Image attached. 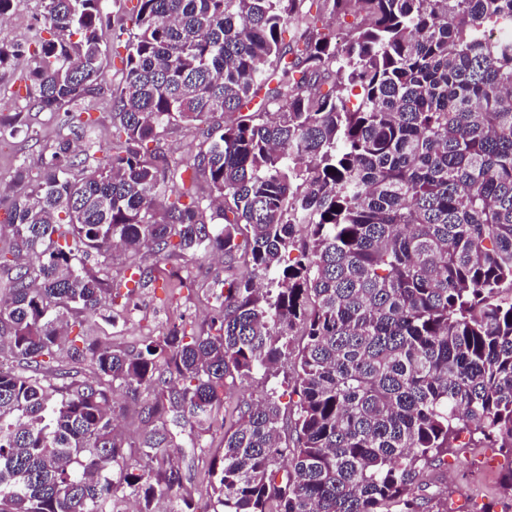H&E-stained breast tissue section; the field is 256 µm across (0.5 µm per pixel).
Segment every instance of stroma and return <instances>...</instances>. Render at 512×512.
<instances>
[{
    "mask_svg": "<svg viewBox=\"0 0 512 512\" xmlns=\"http://www.w3.org/2000/svg\"><path fill=\"white\" fill-rule=\"evenodd\" d=\"M40 12L38 0H16L0 34L23 45L33 42L42 31L38 22ZM69 134L68 126L49 113L30 112L27 127L10 138L8 149L0 153V218L5 215L19 167L39 168L48 159L52 146ZM174 268L187 281L175 296L166 287ZM104 270L118 292L128 294L129 310L111 323L95 320L93 334L102 342L128 347L139 346L143 337L158 331L160 325L182 318L203 324L216 312L217 295L224 282V264L218 260L196 262L186 257L172 265H159L155 281L144 288L125 279L121 254H114L111 261L105 262ZM204 441L210 444V451L201 453L186 448L173 456L185 485L193 488L199 501L208 498L202 476L210 464V452L218 448L220 438L208 435ZM511 471L512 458L499 449L453 448L446 466L425 470L422 479L430 483L429 493L435 505L447 512H455L459 507L465 512H512V498L505 496L501 488L503 475Z\"/></svg>",
    "mask_w": 512,
    "mask_h": 512,
    "instance_id": "1",
    "label": "stroma"
}]
</instances>
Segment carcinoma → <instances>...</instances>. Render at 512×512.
<instances>
[{"instance_id": "1", "label": "carcinoma", "mask_w": 512, "mask_h": 512, "mask_svg": "<svg viewBox=\"0 0 512 512\" xmlns=\"http://www.w3.org/2000/svg\"><path fill=\"white\" fill-rule=\"evenodd\" d=\"M40 2L1 138L35 106L85 136L121 78L111 153L59 140L7 208L0 512H195L172 452L213 431L212 512H426L461 435L512 456V0H128L110 50L103 0ZM117 249L137 283L224 256L217 315L101 342ZM259 371L299 396L288 433L275 386L225 407ZM120 389L152 428L119 429ZM116 68H119L120 65L116 61ZM116 68L111 63L107 67L105 83L103 84L102 94L93 98L91 100H87L85 104L81 106L82 110L86 112H91L93 117L99 118V123L94 130V133L91 134V139L94 142V148L90 150V154L94 153L95 158L100 159L104 150L108 149L112 145V119L110 112H112L111 107L108 104L109 99V88L112 86V79L118 80L120 78V74L116 73ZM198 134L194 129L186 130L179 129L169 134L165 141L164 148L166 149L171 159L183 158L184 147L187 143L192 141ZM197 139V137H196Z\"/></svg>"}]
</instances>
